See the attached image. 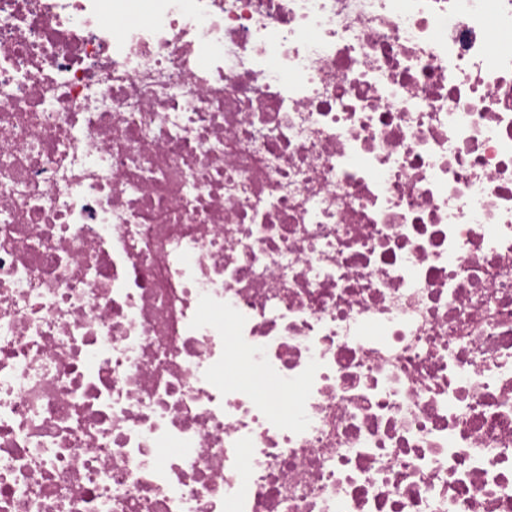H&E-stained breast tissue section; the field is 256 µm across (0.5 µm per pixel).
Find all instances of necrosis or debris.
Segmentation results:
<instances>
[{
	"label": "necrosis or debris",
	"instance_id": "necrosis-or-debris-1",
	"mask_svg": "<svg viewBox=\"0 0 512 512\" xmlns=\"http://www.w3.org/2000/svg\"><path fill=\"white\" fill-rule=\"evenodd\" d=\"M140 2L0 0V512H512V0Z\"/></svg>",
	"mask_w": 512,
	"mask_h": 512
}]
</instances>
